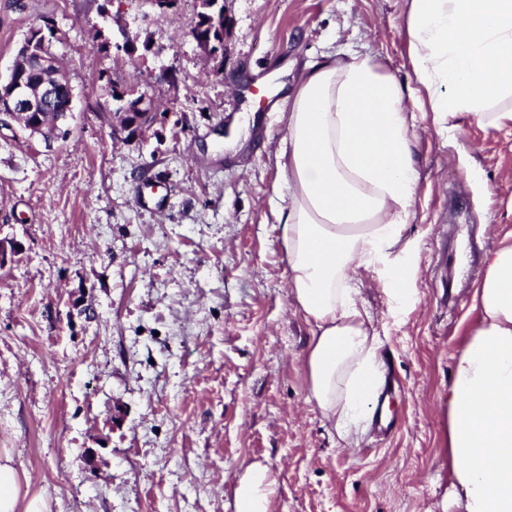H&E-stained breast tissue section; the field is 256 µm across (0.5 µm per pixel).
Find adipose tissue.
<instances>
[{
	"instance_id": "adipose-tissue-1",
	"label": "adipose tissue",
	"mask_w": 512,
	"mask_h": 512,
	"mask_svg": "<svg viewBox=\"0 0 512 512\" xmlns=\"http://www.w3.org/2000/svg\"><path fill=\"white\" fill-rule=\"evenodd\" d=\"M411 65L402 83L374 55L329 53L305 64L287 96L288 135L274 154L288 202L277 209L291 294L311 326L308 399L352 444L379 395L378 335L353 282L374 268L404 283L420 171L415 103L437 130L464 113L512 125V0H405ZM481 317L448 387V457L464 512H512V245L491 250L473 298ZM268 474L253 464L237 512H267ZM0 512H49L0 448Z\"/></svg>"
}]
</instances>
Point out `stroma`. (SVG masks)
<instances>
[{
    "label": "stroma",
    "instance_id": "1",
    "mask_svg": "<svg viewBox=\"0 0 512 512\" xmlns=\"http://www.w3.org/2000/svg\"><path fill=\"white\" fill-rule=\"evenodd\" d=\"M217 57L198 0H0V73L50 19L74 90L66 139L0 128V448L50 512H236L255 463L268 512H460L448 383L484 257L512 245V127L415 109L420 182L405 294L358 269L396 424L340 444L308 400L311 333L273 215L287 107L270 71L337 51L406 80L404 0H224ZM104 33L110 51L99 50ZM159 119L112 136L108 82ZM259 95L245 98L249 85Z\"/></svg>",
    "mask_w": 512,
    "mask_h": 512
}]
</instances>
